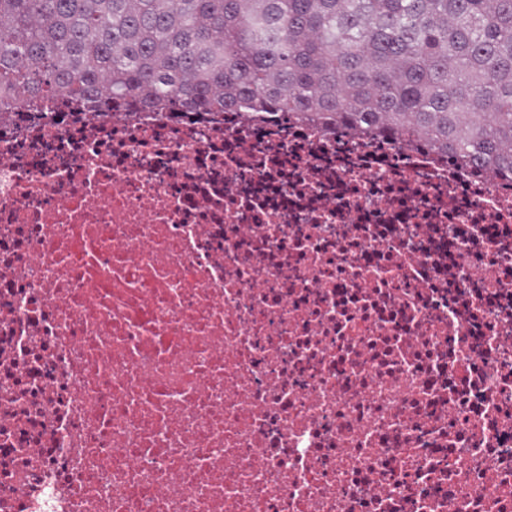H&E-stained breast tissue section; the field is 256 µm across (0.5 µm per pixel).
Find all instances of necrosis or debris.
<instances>
[{
  "mask_svg": "<svg viewBox=\"0 0 512 512\" xmlns=\"http://www.w3.org/2000/svg\"><path fill=\"white\" fill-rule=\"evenodd\" d=\"M0 512H512V179L281 113L17 106Z\"/></svg>",
  "mask_w": 512,
  "mask_h": 512,
  "instance_id": "4bbe7bcc",
  "label": "necrosis or debris"
}]
</instances>
